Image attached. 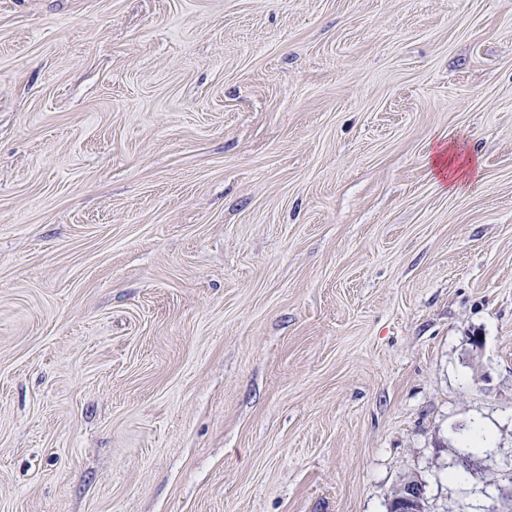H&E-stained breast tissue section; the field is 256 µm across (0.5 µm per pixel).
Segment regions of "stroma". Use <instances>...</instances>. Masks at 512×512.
<instances>
[{"mask_svg":"<svg viewBox=\"0 0 512 512\" xmlns=\"http://www.w3.org/2000/svg\"><path fill=\"white\" fill-rule=\"evenodd\" d=\"M511 471L512 0H0V512Z\"/></svg>","mask_w":512,"mask_h":512,"instance_id":"35a3bbf8","label":"stroma"}]
</instances>
